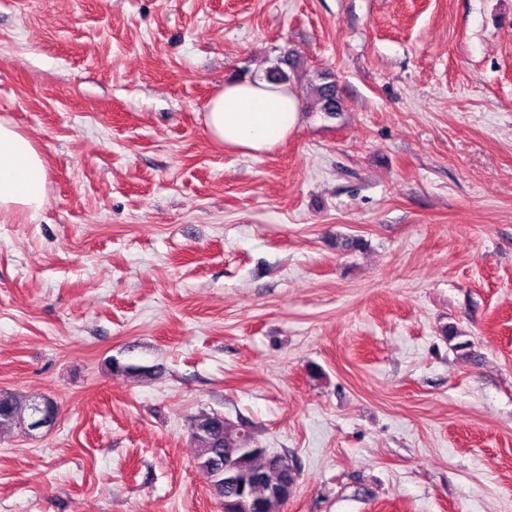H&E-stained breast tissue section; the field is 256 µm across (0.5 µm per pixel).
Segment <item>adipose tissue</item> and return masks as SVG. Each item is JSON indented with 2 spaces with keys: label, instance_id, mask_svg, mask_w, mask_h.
<instances>
[{
  "label": "adipose tissue",
  "instance_id": "ef3b65f1",
  "mask_svg": "<svg viewBox=\"0 0 512 512\" xmlns=\"http://www.w3.org/2000/svg\"><path fill=\"white\" fill-rule=\"evenodd\" d=\"M301 121L293 88L262 77L225 83L209 100L203 117L212 140L247 155L272 150ZM47 183L44 159L31 138L0 117V216L37 219L47 200Z\"/></svg>",
  "mask_w": 512,
  "mask_h": 512
}]
</instances>
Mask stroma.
<instances>
[{
    "label": "stroma",
    "instance_id": "stroma-1",
    "mask_svg": "<svg viewBox=\"0 0 512 512\" xmlns=\"http://www.w3.org/2000/svg\"><path fill=\"white\" fill-rule=\"evenodd\" d=\"M285 45L345 112L211 140ZM0 116L49 180L0 221V392L58 406L0 512H222L203 411L294 460L283 512H512V0H0Z\"/></svg>",
    "mask_w": 512,
    "mask_h": 512
}]
</instances>
